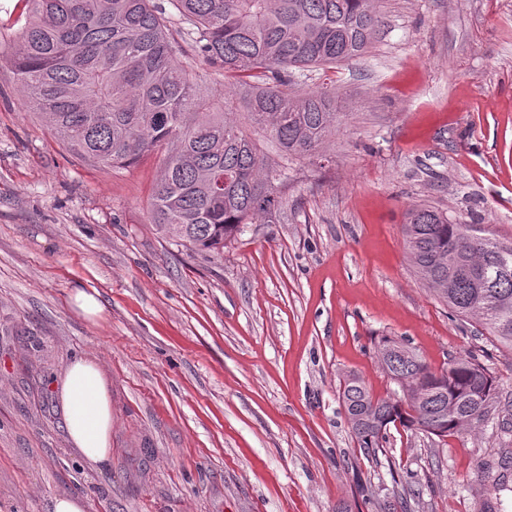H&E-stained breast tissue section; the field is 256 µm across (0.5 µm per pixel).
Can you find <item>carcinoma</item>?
Wrapping results in <instances>:
<instances>
[{"mask_svg":"<svg viewBox=\"0 0 512 512\" xmlns=\"http://www.w3.org/2000/svg\"><path fill=\"white\" fill-rule=\"evenodd\" d=\"M27 21L9 60L23 94L69 152L124 167L164 149L152 221L174 245L218 252L246 224L278 221L288 160H311L336 132V95L288 92L297 75L361 57L381 17L374 0H170L186 24L170 28L159 0H21ZM224 71L181 63L183 43ZM403 234L419 279L457 316L512 348V244L429 208L408 212ZM378 359L403 398H378L349 374L339 397L359 447H380L389 424L445 437L489 423L507 433L494 378L461 356L432 371L402 343ZM184 53L180 58L181 63L188 68H192L195 70H208L210 73L209 77V90L211 94L217 99L224 95V74L222 72L215 71L214 69L209 68L206 64L199 61L198 56L194 50V47L191 42H187L183 44Z\"/></svg>","mask_w":512,"mask_h":512,"instance_id":"obj_1","label":"carcinoma"}]
</instances>
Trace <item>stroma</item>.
<instances>
[{
	"label": "stroma",
	"mask_w": 512,
	"mask_h": 512,
	"mask_svg": "<svg viewBox=\"0 0 512 512\" xmlns=\"http://www.w3.org/2000/svg\"><path fill=\"white\" fill-rule=\"evenodd\" d=\"M361 58L292 83L325 86L340 119L288 165L281 218L223 252L191 253L150 222L162 154L105 168L69 153L22 101L8 47L25 23L0 0V512H479L512 437L390 427L365 454L343 377L398 386L381 337L432 371L474 357L512 404V349L453 318L417 279L402 226L426 206L512 242V0H376ZM104 311L88 321L74 289ZM98 359L112 385V457L65 432L53 378Z\"/></svg>",
	"instance_id": "obj_1"
}]
</instances>
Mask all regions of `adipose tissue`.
I'll use <instances>...</instances> for the list:
<instances>
[{
	"label": "adipose tissue",
	"instance_id": "adipose-tissue-1",
	"mask_svg": "<svg viewBox=\"0 0 512 512\" xmlns=\"http://www.w3.org/2000/svg\"><path fill=\"white\" fill-rule=\"evenodd\" d=\"M57 388L64 428L74 448L88 463L107 462L112 455V389L101 364L72 360Z\"/></svg>",
	"mask_w": 512,
	"mask_h": 512
}]
</instances>
